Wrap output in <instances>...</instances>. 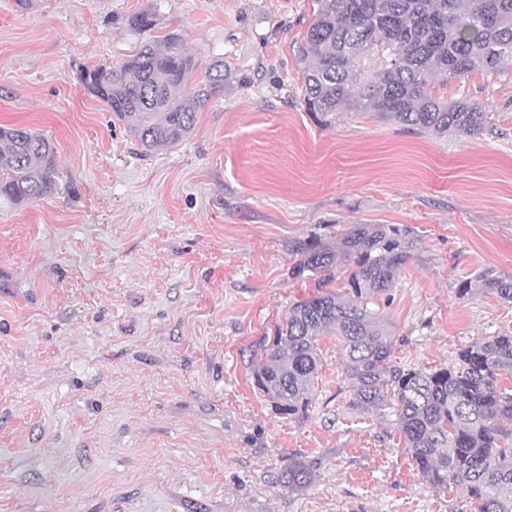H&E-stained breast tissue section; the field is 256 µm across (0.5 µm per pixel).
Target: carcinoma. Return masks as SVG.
<instances>
[{
	"label": "carcinoma",
	"instance_id": "carcinoma-1",
	"mask_svg": "<svg viewBox=\"0 0 512 512\" xmlns=\"http://www.w3.org/2000/svg\"><path fill=\"white\" fill-rule=\"evenodd\" d=\"M317 9L297 41L303 110L327 123L346 108L437 137H471L488 126L487 107L465 95L444 99L435 84L479 71L512 72V0H314ZM129 26L152 29L153 15L135 13ZM200 63L172 35L145 43L119 67L99 65L80 81L103 101L148 153L182 142L197 113L234 82L216 60ZM55 150L42 133L0 126V206L17 208L54 194ZM414 238L404 224H350L334 242L296 244L292 274L315 278L316 292L293 303L276 336L260 345L252 385L290 419L308 416L324 333L339 336L342 367L352 383L348 408L373 416L388 405L405 450L426 485L462 487L471 512H512V332L458 350L456 362L434 370L393 362L388 323L366 305L393 288L411 261ZM344 267V292L329 290ZM512 303V277L492 269L458 283ZM300 492L314 480L309 465L290 458L279 476Z\"/></svg>",
	"mask_w": 512,
	"mask_h": 512
}]
</instances>
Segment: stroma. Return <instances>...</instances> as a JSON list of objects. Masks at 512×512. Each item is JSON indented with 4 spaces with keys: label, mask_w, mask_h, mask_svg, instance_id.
Segmentation results:
<instances>
[{
    "label": "stroma",
    "mask_w": 512,
    "mask_h": 512,
    "mask_svg": "<svg viewBox=\"0 0 512 512\" xmlns=\"http://www.w3.org/2000/svg\"><path fill=\"white\" fill-rule=\"evenodd\" d=\"M314 0H0V125L51 138L59 193L0 208V512H464L422 481L390 411L352 413L335 334L306 418L252 386L253 351L315 291L297 242L405 224L373 310L403 366L512 331L459 281L512 276V73L437 86L486 105L473 137L304 112L294 42ZM152 13L153 30L127 24ZM178 35L237 80L182 143L142 153L79 75ZM313 469L282 487L289 458ZM281 484L289 491L305 490L314 480V473L309 465L300 459L289 458L279 476Z\"/></svg>",
    "instance_id": "35a3bbf8"
}]
</instances>
